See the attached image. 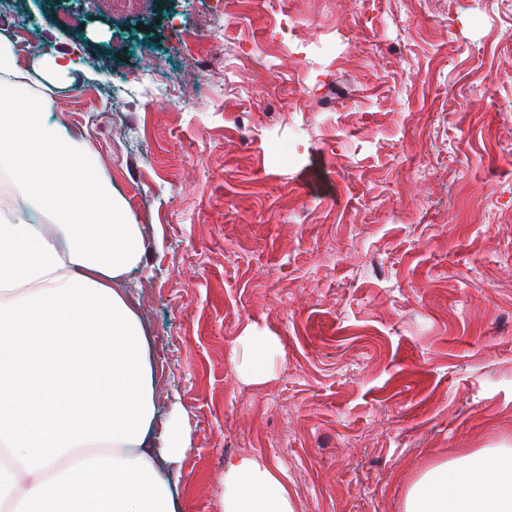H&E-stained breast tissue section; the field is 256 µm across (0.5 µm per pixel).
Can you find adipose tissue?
<instances>
[{
    "mask_svg": "<svg viewBox=\"0 0 512 512\" xmlns=\"http://www.w3.org/2000/svg\"><path fill=\"white\" fill-rule=\"evenodd\" d=\"M0 34V512H181L166 465L191 451L183 413L159 415L151 344L121 286L143 232L88 139L52 116ZM223 512H293L275 469L224 466ZM404 512H512V450L438 464Z\"/></svg>",
    "mask_w": 512,
    "mask_h": 512,
    "instance_id": "1",
    "label": "adipose tissue"
}]
</instances>
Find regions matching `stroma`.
<instances>
[{
	"label": "stroma",
	"mask_w": 512,
	"mask_h": 512,
	"mask_svg": "<svg viewBox=\"0 0 512 512\" xmlns=\"http://www.w3.org/2000/svg\"><path fill=\"white\" fill-rule=\"evenodd\" d=\"M69 3L0 0V33L76 55L53 113L144 228L182 512L241 456L294 512H403L512 448V0ZM250 332L279 340L258 384Z\"/></svg>",
	"instance_id": "stroma-1"
}]
</instances>
